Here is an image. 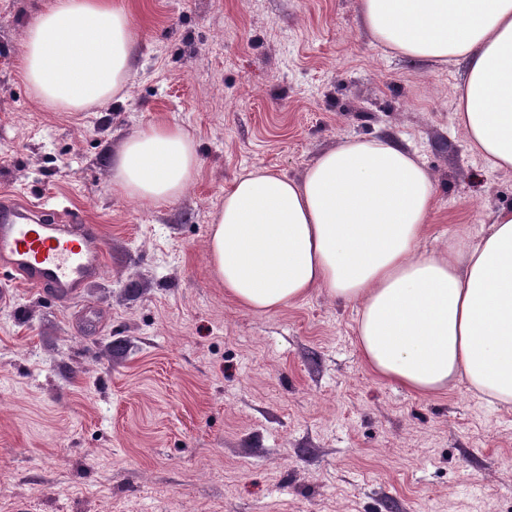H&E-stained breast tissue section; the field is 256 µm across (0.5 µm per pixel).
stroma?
<instances>
[{
    "label": "stroma",
    "instance_id": "1",
    "mask_svg": "<svg viewBox=\"0 0 512 512\" xmlns=\"http://www.w3.org/2000/svg\"><path fill=\"white\" fill-rule=\"evenodd\" d=\"M139 41L105 106L51 112L21 73L53 0H0V195L97 225L110 260L79 297L0 268V512H512V404L418 396L365 363L356 308L323 292L256 314L208 252L233 179L300 178L345 138L417 152L424 243L512 208L456 117L462 66L386 54L357 0H126ZM166 121L194 137L174 203L112 188V154Z\"/></svg>",
    "mask_w": 512,
    "mask_h": 512
}]
</instances>
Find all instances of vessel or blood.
<instances>
[{"instance_id":"b4317fda","label":"vessel or blood","mask_w":512,"mask_h":512,"mask_svg":"<svg viewBox=\"0 0 512 512\" xmlns=\"http://www.w3.org/2000/svg\"><path fill=\"white\" fill-rule=\"evenodd\" d=\"M108 254L96 229L78 224H34L19 204L0 199V266L19 283L60 298L81 294L100 279Z\"/></svg>"}]
</instances>
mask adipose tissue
I'll return each mask as SVG.
<instances>
[{"instance_id": "1", "label": "adipose tissue", "mask_w": 512, "mask_h": 512, "mask_svg": "<svg viewBox=\"0 0 512 512\" xmlns=\"http://www.w3.org/2000/svg\"><path fill=\"white\" fill-rule=\"evenodd\" d=\"M373 41L397 57L465 63L458 120L490 170L512 169V0H359ZM136 32L122 0H54L28 25L22 75L54 112L106 103L128 78ZM194 139L158 122L112 157L115 191L177 201L198 170ZM435 181L387 139H345L301 179L264 167L224 192L208 241L225 295L272 313L325 292L356 305L365 362L422 396L467 382L512 404V209L472 240L428 252Z\"/></svg>"}]
</instances>
